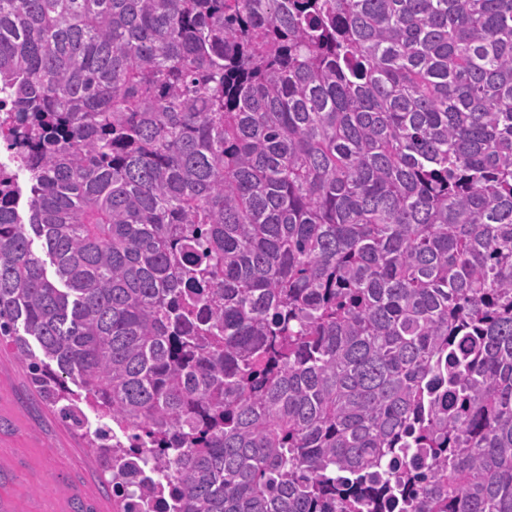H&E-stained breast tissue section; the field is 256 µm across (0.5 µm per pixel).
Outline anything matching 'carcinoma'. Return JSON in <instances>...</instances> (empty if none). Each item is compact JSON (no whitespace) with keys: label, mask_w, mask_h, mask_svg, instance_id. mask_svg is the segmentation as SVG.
<instances>
[{"label":"carcinoma","mask_w":512,"mask_h":512,"mask_svg":"<svg viewBox=\"0 0 512 512\" xmlns=\"http://www.w3.org/2000/svg\"><path fill=\"white\" fill-rule=\"evenodd\" d=\"M0 93V339L119 512H512V0H0Z\"/></svg>","instance_id":"cac0c4a2"}]
</instances>
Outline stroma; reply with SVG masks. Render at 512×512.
Segmentation results:
<instances>
[{"label": "stroma", "mask_w": 512, "mask_h": 512, "mask_svg": "<svg viewBox=\"0 0 512 512\" xmlns=\"http://www.w3.org/2000/svg\"><path fill=\"white\" fill-rule=\"evenodd\" d=\"M83 424L61 420L17 360L12 346L0 347V498L19 512H94L82 503L87 491L112 512L106 473L87 445L89 431L110 427V417L84 408Z\"/></svg>", "instance_id": "35a3bbf8"}]
</instances>
